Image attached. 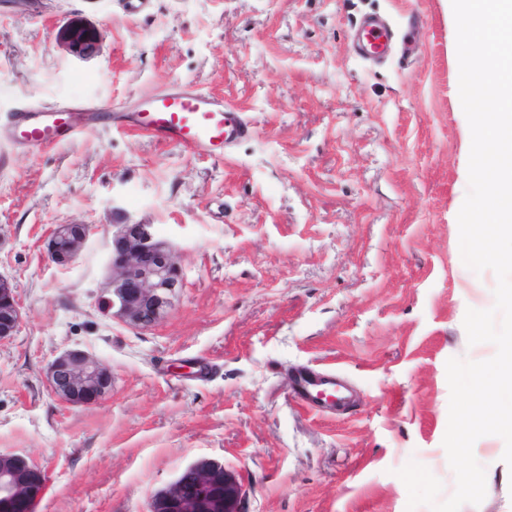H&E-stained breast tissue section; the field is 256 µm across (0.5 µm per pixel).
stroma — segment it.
<instances>
[{
    "label": "stroma",
    "instance_id": "35a3bbf8",
    "mask_svg": "<svg viewBox=\"0 0 512 512\" xmlns=\"http://www.w3.org/2000/svg\"><path fill=\"white\" fill-rule=\"evenodd\" d=\"M387 16L398 53L351 45ZM99 33L67 49L61 29ZM446 0H10L0 9V117L19 103L111 105L175 81L242 107L254 133L201 158L110 123L23 153L0 142V275L22 323L0 342V452L44 476L35 512H147L188 467L222 465L238 512H408L409 461L455 489L443 438L446 363L469 345L467 309L497 278L461 258L457 216L471 132ZM173 242L183 288L135 329L98 306L113 209ZM94 224L69 266L48 257L54 225ZM81 349L112 372L98 405L56 397L47 367ZM332 369L346 411L291 397L294 375ZM505 443L473 447L486 496L461 512H512ZM64 38L73 52L87 56L97 50L99 35L96 30L79 25H69L64 30Z\"/></svg>",
    "mask_w": 512,
    "mask_h": 512
}]
</instances>
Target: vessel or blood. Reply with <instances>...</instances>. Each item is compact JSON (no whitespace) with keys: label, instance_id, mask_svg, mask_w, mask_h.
<instances>
[{"label":"vessel or blood","instance_id":"1","mask_svg":"<svg viewBox=\"0 0 512 512\" xmlns=\"http://www.w3.org/2000/svg\"><path fill=\"white\" fill-rule=\"evenodd\" d=\"M390 33L379 21L363 20L358 36L362 55H387ZM96 110L16 106L0 118V137L23 152H35L71 142L92 127ZM122 128L147 133L154 139L186 148L202 158H220L227 147L251 136L253 127L243 112L223 99L206 94L189 83L175 82L141 97L134 111L118 113ZM296 403L312 411L335 406L340 395L331 370H304L293 380Z\"/></svg>","mask_w":512,"mask_h":512}]
</instances>
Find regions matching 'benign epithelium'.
I'll list each match as a JSON object with an SVG mask.
<instances>
[{
	"instance_id": "7a95c632",
	"label": "benign epithelium",
	"mask_w": 512,
	"mask_h": 512,
	"mask_svg": "<svg viewBox=\"0 0 512 512\" xmlns=\"http://www.w3.org/2000/svg\"><path fill=\"white\" fill-rule=\"evenodd\" d=\"M64 38L72 51L87 56L97 50V31L69 25ZM94 233L91 224H58L47 251L60 266L71 264ZM183 273L175 246L155 226L121 219L112 225L108 275L99 297L100 308L124 323L149 328L160 321L176 301ZM22 316L14 285L0 276V340L15 335ZM52 392L78 406L100 403L112 389V374L93 355L67 350L48 367ZM36 465L16 454L0 453V512H32L43 491ZM239 485L220 465H194L150 501L148 512H237Z\"/></svg>"
}]
</instances>
